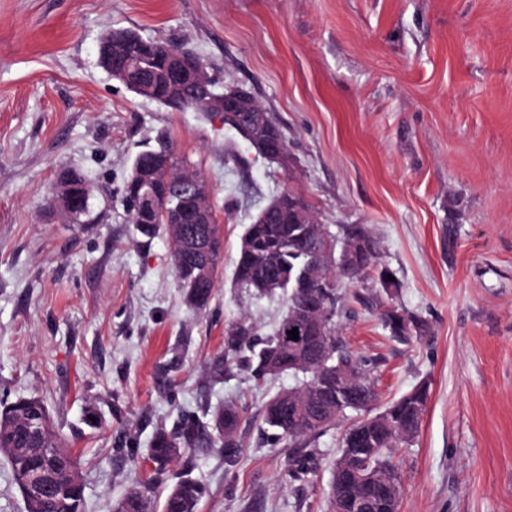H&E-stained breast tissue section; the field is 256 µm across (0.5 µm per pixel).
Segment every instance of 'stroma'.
Wrapping results in <instances>:
<instances>
[{"label": "stroma", "instance_id": "35a3bbf8", "mask_svg": "<svg viewBox=\"0 0 512 512\" xmlns=\"http://www.w3.org/2000/svg\"><path fill=\"white\" fill-rule=\"evenodd\" d=\"M115 27L184 44L218 87L245 86L288 137L289 169L219 119L137 96L99 64ZM204 174L223 228L222 274L189 310L166 233L131 221L123 188L158 139ZM84 176L89 212L50 199L61 171ZM332 233L370 228L401 283L396 307L425 325L392 338L374 281H339V335L370 359L377 406L421 382L429 401L394 461L399 512H512V0H0V401L41 397L80 463L85 512L145 489L201 484L199 512H332L345 428L287 441L259 411L302 384L209 371L235 320L272 332L283 297L232 288L246 224L283 188ZM366 302L351 300L353 292ZM242 409L239 454L187 448L162 471L152 440Z\"/></svg>", "mask_w": 512, "mask_h": 512}]
</instances>
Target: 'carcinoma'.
Masks as SVG:
<instances>
[{
	"label": "carcinoma",
	"instance_id": "obj_1",
	"mask_svg": "<svg viewBox=\"0 0 512 512\" xmlns=\"http://www.w3.org/2000/svg\"><path fill=\"white\" fill-rule=\"evenodd\" d=\"M129 30H110L99 46L100 66L107 70L115 65L130 64L146 75L151 82L154 101L180 112H198L208 115L203 104L192 93L187 82L176 83L171 73L178 67L194 68L203 61L196 56L182 61L170 56L168 42L138 36L127 39ZM246 101L261 112L263 124L257 129V137L266 145L288 149V138L281 125L255 98L252 91L240 87ZM172 173H191L202 179L204 174L197 168H189L187 161L162 149L152 150L147 158L146 178L159 191L174 192L176 187L166 179V170ZM281 205L261 224L247 225L241 237L238 257L233 272L234 286L255 295L279 293L286 298L287 308L272 336L257 340L253 324L245 319L230 323L226 329L227 345L224 354L214 361V370L246 366L258 380L284 373L305 375L304 390L312 393V402L288 408L282 390L271 396L263 405V423L274 431V436L288 439L292 448L289 462L294 471L308 470L310 454L304 451L306 437L335 425L336 417L328 416L317 424L312 413L320 410L351 411L359 415L354 424L368 432L370 443L359 452V462L365 470L397 472L393 461L395 448L413 440L419 433L429 398V385L421 383L383 410L367 415L375 400L373 383L368 374L369 360L352 355L336 333L334 318L342 294L338 284H326L321 288L305 286L304 270L310 253L317 249L321 237L343 242L352 225L341 229L337 236L319 223L311 206L300 194L286 189L280 193ZM308 213L309 223L295 222L296 209ZM173 243L175 275L185 292L187 305L196 311L206 309L217 279L221 258V226L213 224H174L169 234ZM378 241L370 237L367 252L362 260L358 277H369L377 285L393 271L378 261ZM321 301V329L312 330L313 311L306 305ZM379 317L393 337L408 341L423 328V324L402 309H383ZM298 328L299 340L293 347L281 352L278 367L266 371V354L276 350L284 329ZM329 350L330 355H340L348 367L353 381L345 388L336 387L335 376L320 367L319 348ZM214 427L223 440L224 459L232 464L239 453L236 438L239 411L229 402L214 416ZM213 440V436L194 423H184L173 432L156 433L151 446V459L164 467L179 456L180 450L201 446ZM37 448H54L57 453L58 486L43 498L28 497L22 480L21 467L26 457ZM350 448L349 439L342 438L341 453L333 470L331 501H350L360 495L341 475L340 466ZM0 458L10 465L15 484L25 503L26 512H84V484L79 460L70 452L68 445L55 431L51 412L39 397L28 396L13 402H0ZM204 488L191 480H182L172 486L164 499L162 512H198Z\"/></svg>",
	"mask_w": 512,
	"mask_h": 512
}]
</instances>
